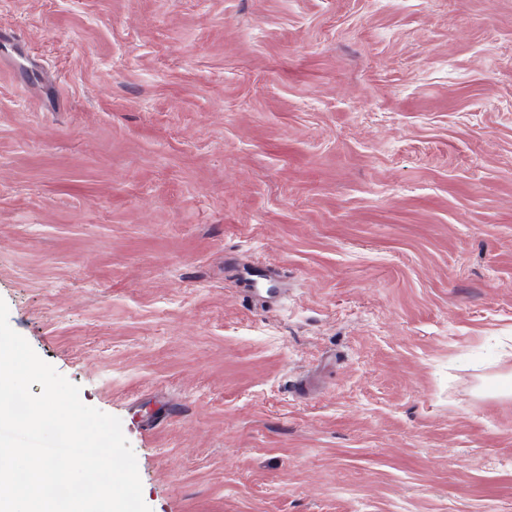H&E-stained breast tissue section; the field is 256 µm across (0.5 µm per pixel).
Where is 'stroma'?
Returning <instances> with one entry per match:
<instances>
[{
  "mask_svg": "<svg viewBox=\"0 0 512 512\" xmlns=\"http://www.w3.org/2000/svg\"><path fill=\"white\" fill-rule=\"evenodd\" d=\"M0 299L151 512H512V0H0Z\"/></svg>",
  "mask_w": 512,
  "mask_h": 512,
  "instance_id": "stroma-1",
  "label": "stroma"
}]
</instances>
